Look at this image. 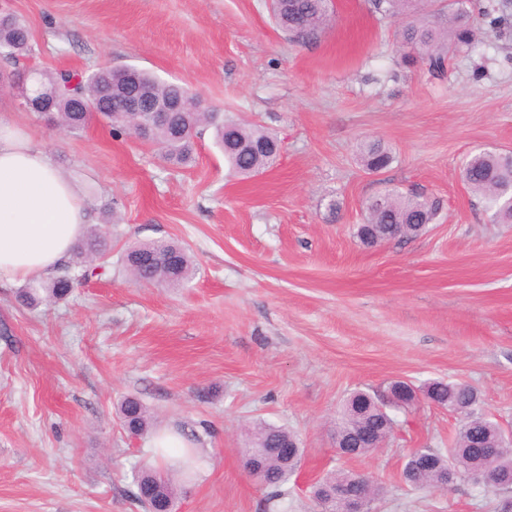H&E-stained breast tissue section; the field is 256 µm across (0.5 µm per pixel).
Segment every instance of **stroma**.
I'll list each match as a JSON object with an SVG mask.
<instances>
[{"label":"stroma","instance_id":"obj_1","mask_svg":"<svg viewBox=\"0 0 512 512\" xmlns=\"http://www.w3.org/2000/svg\"><path fill=\"white\" fill-rule=\"evenodd\" d=\"M23 18L32 52L0 71L134 66L202 95L225 116L276 133L282 151L252 177L230 172L211 132L175 167L156 147L113 138L92 119L66 135L0 92L79 180L112 234L107 267L72 295L34 308L0 287V512H143L133 475L169 469L151 434H130L119 405L138 398L157 429L195 435L177 512H316L327 472L384 489L377 512H503L512 492H420L403 480L412 449L452 446L459 418L419 402L368 456L336 451L353 390L394 381L462 383L479 412L512 427V224L492 223L463 177L470 154L512 151V20L477 22L474 45L443 72L406 65L397 19L371 0H334L333 22L296 44L268 0H0ZM394 160L371 172L360 146ZM388 189L438 198L418 235L369 246L366 202ZM172 239L190 252L184 286L140 285L127 246ZM294 431L304 450L283 507L245 472L248 425Z\"/></svg>","mask_w":512,"mask_h":512}]
</instances>
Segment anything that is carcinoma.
Instances as JSON below:
<instances>
[{
    "instance_id": "1",
    "label": "carcinoma",
    "mask_w": 512,
    "mask_h": 512,
    "mask_svg": "<svg viewBox=\"0 0 512 512\" xmlns=\"http://www.w3.org/2000/svg\"><path fill=\"white\" fill-rule=\"evenodd\" d=\"M374 9L385 15L402 19L398 30L399 41L407 52V63L425 61L434 70L445 65L448 51L456 44L472 41L473 14L489 15L477 0H451V17L443 9L433 8L434 0H372ZM273 16L290 39L309 43L319 39L334 13L332 0H272ZM31 51V32L25 21L9 15L0 19V54L15 60ZM140 86L148 87L161 100L184 97L191 102L189 112H169L149 126L142 135L156 146L167 162L180 166L193 159L195 139L203 130L213 131L215 145L223 152L230 169L242 176H252L268 168L275 158L261 149L278 140L276 134L257 125L224 119L219 112L204 106L202 97L189 89L158 79L154 74L137 70ZM128 69L109 68L88 76L76 71L42 72L35 79L30 97L40 99L37 87L55 86L59 94L52 111L56 128L64 133L83 131L90 119H102L116 138L135 133L136 122L145 120L143 114L120 111V103L112 99V90L130 84ZM77 93L80 101L91 103L97 112H84L72 99ZM393 161L389 150L379 141L364 146L362 162L367 170H381ZM464 179L472 192L479 195L491 220L497 224H512V157L506 152L480 151L471 156L464 166ZM439 209L438 201L422 193L404 194L387 190L366 204V223L357 228V236L367 244H378L405 237L402 225H409L411 234L423 231L422 225L433 223ZM111 249L105 233L97 226L86 232L75 247L73 257L61 273L50 282L27 285L18 293V301L35 306L41 301L40 292L49 299L64 300L84 276L87 264L106 258ZM123 263L129 276L138 283H166L182 285L193 278L194 265L188 249L168 240H158L132 246L124 254ZM394 401L386 404L376 393L356 390L346 398L336 418V437L350 438L360 432L369 436L365 444L353 442L354 456L370 454L380 448L391 436L395 420L392 411L409 409L424 399L462 416V423L453 446L440 453L429 448L414 449L403 469L407 485L415 491L440 488L443 470L452 471L453 485L457 480H471L475 470L486 471L497 478L487 487L493 493L512 490V438L497 423L478 413V392L464 384H449L442 380L428 383L422 395L404 381L390 386ZM120 413L126 429L132 434L149 430L152 417L137 398L127 397L120 403ZM251 449L262 453V485L271 490V499L284 498L283 486L297 470L303 457L298 447L288 460H283L274 449L285 441H299L298 436L283 427L257 423L250 428ZM355 473L345 469L325 475L315 486L313 497L320 512H342V505L327 501L322 496L325 485L350 482ZM135 485L158 488L164 495L159 501L153 496H136L146 512L163 503L175 507L177 486L168 473L146 468L135 478Z\"/></svg>"
}]
</instances>
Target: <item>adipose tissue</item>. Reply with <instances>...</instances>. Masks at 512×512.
Instances as JSON below:
<instances>
[{
	"label": "adipose tissue",
	"instance_id": "adipose-tissue-1",
	"mask_svg": "<svg viewBox=\"0 0 512 512\" xmlns=\"http://www.w3.org/2000/svg\"><path fill=\"white\" fill-rule=\"evenodd\" d=\"M92 221L79 183L48 148L25 127L0 119V284L54 274Z\"/></svg>",
	"mask_w": 512,
	"mask_h": 512
}]
</instances>
